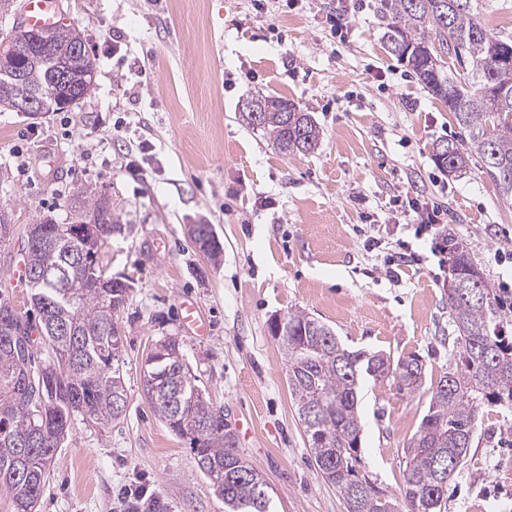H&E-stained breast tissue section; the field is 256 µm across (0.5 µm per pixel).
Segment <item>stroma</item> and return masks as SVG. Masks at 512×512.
Segmentation results:
<instances>
[{
  "mask_svg": "<svg viewBox=\"0 0 512 512\" xmlns=\"http://www.w3.org/2000/svg\"><path fill=\"white\" fill-rule=\"evenodd\" d=\"M95 59L77 107L30 117L0 112V295L30 310L11 284L28 225L64 222L90 187L105 193L118 231L100 253L130 293L123 336L127 408L107 430L75 419L36 512H122L142 489L164 512H224L188 439L173 434L143 393L140 370L174 336L196 383L224 409L242 454L272 487L274 512H346L317 470L288 391L273 317L302 310L352 349L425 366L413 391L366 380L357 470L385 499L399 496L407 448L430 392L458 358L450 340L444 234L467 247L504 297L512 334V201L477 168L451 178L435 141L466 139L452 113L384 48L381 0L346 27L344 0H56ZM277 94L321 130L314 152L279 153L243 122L247 98ZM419 193L447 221L423 236L404 214ZM212 224L218 260L198 253L189 225ZM420 259L396 264L400 243ZM195 304L203 327L184 322ZM442 512H512V408L479 412Z\"/></svg>",
  "mask_w": 512,
  "mask_h": 512,
  "instance_id": "stroma-1",
  "label": "stroma"
}]
</instances>
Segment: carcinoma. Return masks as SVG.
Returning <instances> with one entry per match:
<instances>
[{
	"instance_id": "obj_1",
	"label": "carcinoma",
	"mask_w": 512,
	"mask_h": 512,
	"mask_svg": "<svg viewBox=\"0 0 512 512\" xmlns=\"http://www.w3.org/2000/svg\"><path fill=\"white\" fill-rule=\"evenodd\" d=\"M489 0H383L390 22L385 47L448 106L468 141L438 140L433 156L452 176L480 161L481 174L512 199V39L484 21ZM15 52L0 57V109H15L20 91L57 112L80 104L94 83L95 59L82 33L69 25L11 31ZM79 48L73 77L56 79L61 55ZM263 111L247 125L265 131L283 154L311 153L320 131L294 102L279 95L253 98ZM71 222L32 224L25 247L30 305L40 316L33 328L0 295V489L12 495L14 512H35L50 463L69 432L72 417L105 429L126 408L127 394L114 314L127 289L112 287L100 264L101 249L75 254L86 243L105 245L118 228L109 198L83 190L70 203ZM448 315L459 368L433 388L428 414L408 448L400 492L404 512H441L445 489L470 448L480 409L512 403V336L501 323L499 295L475 267L462 243L448 238ZM38 332L39 339L32 333ZM272 336L283 351L288 389L322 478L336 487L346 509L399 512L359 478L355 463L361 420L358 390L363 376L392 378L415 388L423 378L417 358L393 361L381 353L345 347L321 321L295 312ZM47 359L37 363L33 348ZM143 386L154 412L176 435L189 439L200 474L224 502V512H272L273 490L237 448L235 433L196 384L182 345L157 341L143 366Z\"/></svg>"
}]
</instances>
